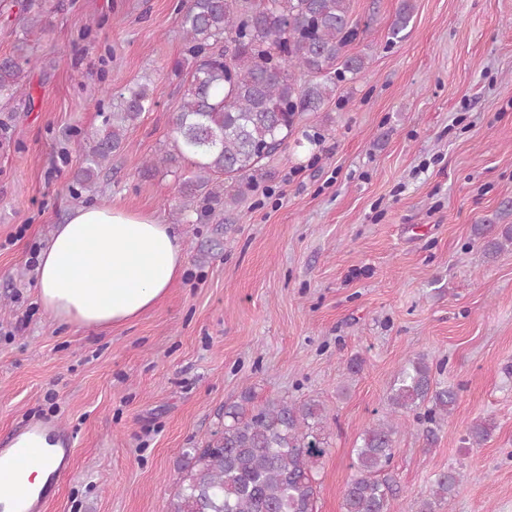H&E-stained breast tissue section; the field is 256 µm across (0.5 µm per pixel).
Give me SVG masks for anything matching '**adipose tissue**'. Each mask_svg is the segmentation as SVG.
Instances as JSON below:
<instances>
[{"label":"adipose tissue","instance_id":"adipose-tissue-1","mask_svg":"<svg viewBox=\"0 0 512 512\" xmlns=\"http://www.w3.org/2000/svg\"><path fill=\"white\" fill-rule=\"evenodd\" d=\"M187 263L181 240L151 213L111 206L75 208L39 255L40 302L62 324L104 329L138 318L177 281ZM43 461L11 484L34 502L51 488L64 451L43 432Z\"/></svg>","mask_w":512,"mask_h":512}]
</instances>
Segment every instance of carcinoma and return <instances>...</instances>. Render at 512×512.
<instances>
[{"mask_svg":"<svg viewBox=\"0 0 512 512\" xmlns=\"http://www.w3.org/2000/svg\"><path fill=\"white\" fill-rule=\"evenodd\" d=\"M411 20L404 0L389 40L405 39ZM181 27L188 59L174 67L183 94L171 117L173 143L139 172L151 177L165 168L177 181L179 210L203 219L238 204L263 175V161L298 133L303 114L321 111L337 83L363 73L364 58L346 47L369 25L352 18L351 0H185ZM31 65L24 36L14 54L0 58V102L15 98ZM154 106L146 81L112 96L72 191L96 182L103 164L124 149L129 129ZM186 161L193 170L185 171ZM473 231L490 259L512 246V224H476ZM456 400L425 356L408 359L388 387L390 417L365 429L354 448L356 473L341 492L343 512H390L394 436L411 416L426 445H435ZM323 420L314 400L258 403L245 389L224 406V429L183 451L186 465L168 512H316L313 469L328 452L317 434ZM491 430L477 420L467 441L478 445ZM464 479L455 467L437 474L418 512H437Z\"/></svg>","mask_w":512,"mask_h":512,"instance_id":"carcinoma-1","label":"carcinoma"}]
</instances>
